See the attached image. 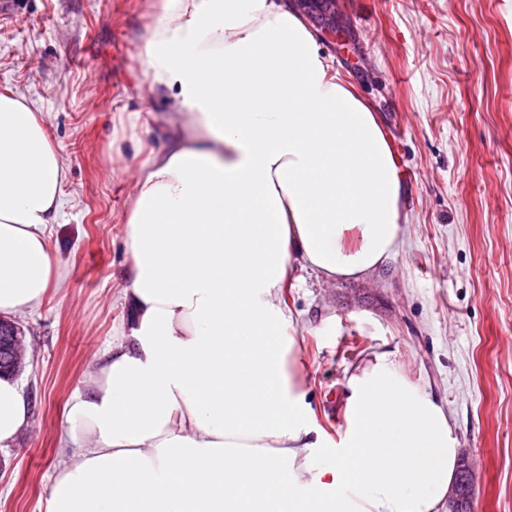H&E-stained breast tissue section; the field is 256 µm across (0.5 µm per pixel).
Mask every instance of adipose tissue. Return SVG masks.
Wrapping results in <instances>:
<instances>
[{
	"instance_id": "obj_1",
	"label": "adipose tissue",
	"mask_w": 512,
	"mask_h": 512,
	"mask_svg": "<svg viewBox=\"0 0 512 512\" xmlns=\"http://www.w3.org/2000/svg\"><path fill=\"white\" fill-rule=\"evenodd\" d=\"M142 56L168 131L133 171L129 317L71 403L47 512H445L459 449L442 406L378 354L329 443L280 300L299 271L363 280L398 251L405 188L371 105L287 0H159ZM66 180L36 110L1 89L0 315L58 280ZM28 422L0 378V447Z\"/></svg>"
}]
</instances>
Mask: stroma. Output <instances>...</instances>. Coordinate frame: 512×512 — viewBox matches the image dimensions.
<instances>
[{
	"instance_id": "1",
	"label": "stroma",
	"mask_w": 512,
	"mask_h": 512,
	"mask_svg": "<svg viewBox=\"0 0 512 512\" xmlns=\"http://www.w3.org/2000/svg\"><path fill=\"white\" fill-rule=\"evenodd\" d=\"M6 2L0 88L41 112L68 170L50 224L61 277L14 319L31 422L0 449V512H47L71 454L68 404L124 315L129 148L161 146L167 104L143 83L150 0ZM336 9L355 54L320 45L387 130L410 222L396 257L369 279L329 287L306 271L282 290L309 364L311 422L339 442L349 368L388 353L447 410L473 463L470 512H512V0H336Z\"/></svg>"
}]
</instances>
